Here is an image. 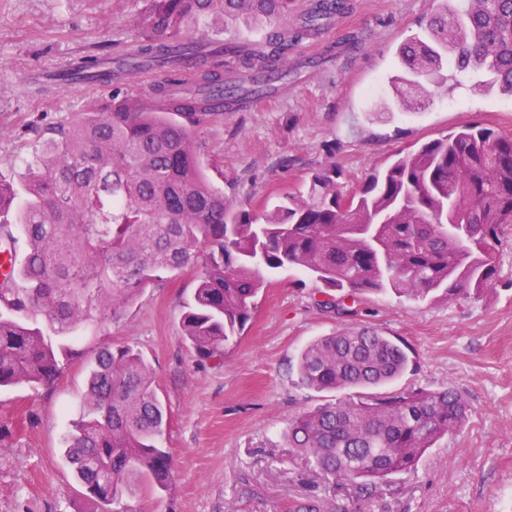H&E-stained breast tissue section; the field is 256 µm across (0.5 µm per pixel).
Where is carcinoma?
Wrapping results in <instances>:
<instances>
[{
  "label": "carcinoma",
  "instance_id": "1",
  "mask_svg": "<svg viewBox=\"0 0 512 512\" xmlns=\"http://www.w3.org/2000/svg\"><path fill=\"white\" fill-rule=\"evenodd\" d=\"M134 55L165 78L151 100L128 93L135 72L107 56L73 65L106 68L112 103L49 127L23 193L0 180V247H23L0 279V388L50 383L63 359L83 352L59 343L80 325L118 318L142 289L193 264L197 287L182 336L198 361L223 362L250 320L264 273L299 270L332 290L391 291L418 300L480 301L497 281L496 246L512 224V135L465 125L374 172L360 191L340 192L336 168L260 216L234 208L205 177L199 130L208 94L234 107L286 76L288 50L318 33L345 0H314L288 20L289 0H142ZM420 33L397 51L392 85L398 106L423 108L420 82L442 83L477 68L512 95V0H432ZM242 21L262 32L243 55L215 42L211 20ZM188 60L195 78L179 64ZM466 216L468 224L451 219ZM45 318L55 335L38 326ZM404 348L374 328L345 324L301 352L299 381L318 391L370 390L408 369ZM468 405L453 389L419 388L323 405L295 417L290 447L337 483L374 489L411 474L429 448L462 431ZM168 423L154 369L135 347L101 348L89 367L82 408L65 455L88 500L107 506L141 483L171 481L163 447Z\"/></svg>",
  "mask_w": 512,
  "mask_h": 512
}]
</instances>
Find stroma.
I'll return each mask as SVG.
<instances>
[{
    "label": "stroma",
    "instance_id": "35a3bbf8",
    "mask_svg": "<svg viewBox=\"0 0 512 512\" xmlns=\"http://www.w3.org/2000/svg\"><path fill=\"white\" fill-rule=\"evenodd\" d=\"M318 40V56L292 51L288 86L257 104L224 110L200 129L203 170L230 205L254 213L335 166L344 193L359 190L397 152L478 124L512 134V96L475 69L437 90L424 109L394 105L389 79L397 46L417 30L431 0H346ZM142 0H0V179L20 183L51 126L112 98L101 88L45 80L88 54H126ZM499 275L487 300H407L392 294H326L309 275L272 276L223 364L199 363L181 334L197 270L165 275L116 321L80 329L81 359L64 361L53 383L0 390V512H78L86 502L62 448L80 413L87 364L100 347L131 344L152 365L168 409L164 445L171 483L139 485L117 512H512V226L497 246ZM341 302L342 311L327 300ZM346 323L405 344L410 366L392 393L455 389L469 421L427 451L414 474L365 493L325 480L288 446V424L352 391L297 383V358L311 340Z\"/></svg>",
    "mask_w": 512,
    "mask_h": 512
}]
</instances>
